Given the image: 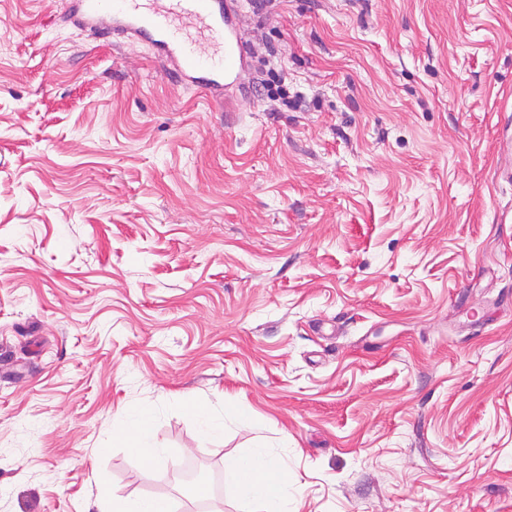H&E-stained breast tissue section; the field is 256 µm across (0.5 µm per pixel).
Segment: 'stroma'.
Listing matches in <instances>:
<instances>
[{"mask_svg":"<svg viewBox=\"0 0 512 512\" xmlns=\"http://www.w3.org/2000/svg\"><path fill=\"white\" fill-rule=\"evenodd\" d=\"M70 6L0 0V512L284 439L300 512H512V0L248 6L225 103ZM113 434L127 441L129 449L147 464L161 461L165 448L155 443L149 426L137 419L119 415L113 420Z\"/></svg>","mask_w":512,"mask_h":512,"instance_id":"obj_1","label":"stroma"}]
</instances>
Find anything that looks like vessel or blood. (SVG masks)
<instances>
[{
  "instance_id": "vessel-or-blood-1",
  "label": "vessel or blood",
  "mask_w": 512,
  "mask_h": 512,
  "mask_svg": "<svg viewBox=\"0 0 512 512\" xmlns=\"http://www.w3.org/2000/svg\"><path fill=\"white\" fill-rule=\"evenodd\" d=\"M171 2L166 8L160 0H75L69 17L77 25L151 43L174 78L210 97L244 90L247 51L237 32L243 0ZM187 22L199 26V37L187 36Z\"/></svg>"
}]
</instances>
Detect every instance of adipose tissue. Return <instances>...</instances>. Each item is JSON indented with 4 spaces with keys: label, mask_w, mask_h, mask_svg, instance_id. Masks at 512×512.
Listing matches in <instances>:
<instances>
[{
    "label": "adipose tissue",
    "mask_w": 512,
    "mask_h": 512,
    "mask_svg": "<svg viewBox=\"0 0 512 512\" xmlns=\"http://www.w3.org/2000/svg\"><path fill=\"white\" fill-rule=\"evenodd\" d=\"M113 432L145 463H158L166 454L140 420L117 416ZM284 454V447L257 443L233 459L227 469L233 496L252 504L254 512H299L300 500L292 492Z\"/></svg>",
    "instance_id": "obj_1"
}]
</instances>
